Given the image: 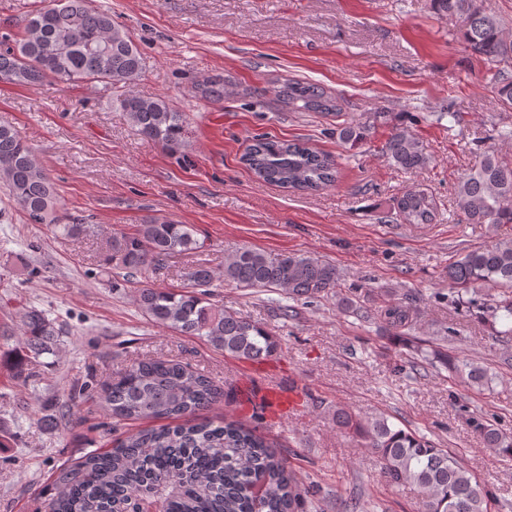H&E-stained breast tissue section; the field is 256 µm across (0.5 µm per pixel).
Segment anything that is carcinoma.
<instances>
[{"label": "carcinoma", "mask_w": 512, "mask_h": 512, "mask_svg": "<svg viewBox=\"0 0 512 512\" xmlns=\"http://www.w3.org/2000/svg\"><path fill=\"white\" fill-rule=\"evenodd\" d=\"M50 13L35 10L15 37L0 48V82L30 85L45 80L131 87L140 78L144 58L129 32L109 10L89 0H53ZM436 10L458 24L467 50L493 65L492 88L505 109H512V33L505 30L484 0H433ZM288 104L312 112H340L339 99L316 83L288 82ZM142 138L171 152L185 142L187 117L161 96L131 91L116 100ZM379 116L352 119L336 128L344 144H356ZM385 155L397 168L417 172L429 163L423 142L411 131L391 133ZM248 169L265 183L290 191L318 192L336 182V160L304 142L261 137L244 154ZM0 183L30 224H42L56 236L78 239L97 228L69 214L55 183L33 148L14 128L0 126ZM455 207L469 224L497 229L512 224V167L492 150L458 181ZM436 203L415 185L396 201L383 224H430ZM204 243L190 224L149 217L129 231L110 233L100 271L113 281L135 286L134 302L151 324L180 336H194L224 355L256 360L275 354L279 339L264 324L224 305L214 288L281 291L293 303H309L336 288L335 265L302 253L242 249L224 257L220 275L203 265L186 273L182 288L144 284L150 271L163 269L175 256L198 252ZM458 285L482 283L512 289V235L467 252L448 267ZM380 318L395 337L411 342L422 319L409 297L383 296ZM495 331L512 338V299L485 307ZM21 336L15 348V374L35 380L58 356L63 330L42 310L28 306L20 314ZM450 374H467L469 385L489 383L485 369L467 365L439 346L424 356ZM95 403L118 421H157L159 425L127 433L112 448L63 469L54 480L46 512H299L306 488L288 461L265 437L232 418H202L222 398L211 377L173 360L146 358L130 364L93 395ZM336 425L364 441L380 457L387 484H410L422 493V512H490L488 489L459 457L427 436L405 430L384 415L362 418L338 405ZM484 445L512 458V437L479 419L473 421Z\"/></svg>", "instance_id": "1"}]
</instances>
